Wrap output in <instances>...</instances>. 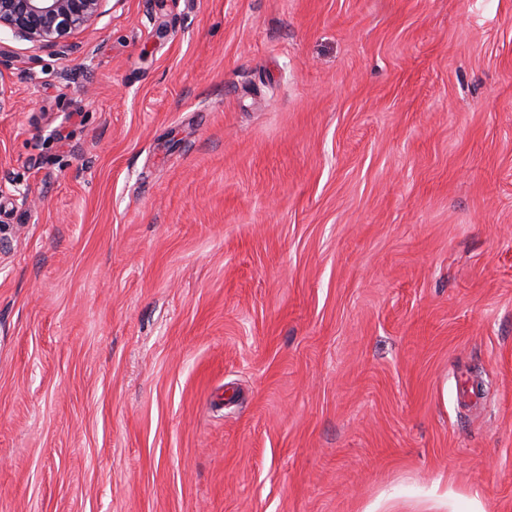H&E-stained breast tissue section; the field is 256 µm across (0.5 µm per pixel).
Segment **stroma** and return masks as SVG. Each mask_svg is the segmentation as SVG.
Masks as SVG:
<instances>
[{
  "label": "stroma",
  "instance_id": "1",
  "mask_svg": "<svg viewBox=\"0 0 512 512\" xmlns=\"http://www.w3.org/2000/svg\"><path fill=\"white\" fill-rule=\"evenodd\" d=\"M70 44L0 34V512H512V0Z\"/></svg>",
  "mask_w": 512,
  "mask_h": 512
}]
</instances>
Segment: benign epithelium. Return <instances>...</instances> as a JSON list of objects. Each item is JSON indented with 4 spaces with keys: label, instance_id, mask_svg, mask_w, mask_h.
I'll use <instances>...</instances> for the list:
<instances>
[{
    "label": "benign epithelium",
    "instance_id": "benign-epithelium-1",
    "mask_svg": "<svg viewBox=\"0 0 512 512\" xmlns=\"http://www.w3.org/2000/svg\"><path fill=\"white\" fill-rule=\"evenodd\" d=\"M106 0H0V32L63 53L69 38L104 14Z\"/></svg>",
    "mask_w": 512,
    "mask_h": 512
}]
</instances>
